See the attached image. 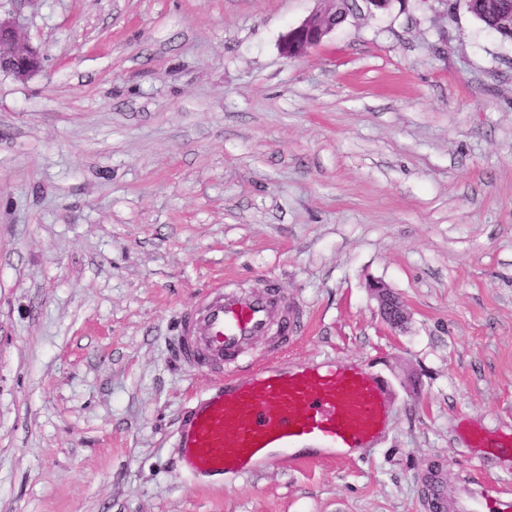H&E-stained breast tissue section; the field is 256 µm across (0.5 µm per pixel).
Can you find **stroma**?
<instances>
[{
	"mask_svg": "<svg viewBox=\"0 0 512 512\" xmlns=\"http://www.w3.org/2000/svg\"><path fill=\"white\" fill-rule=\"evenodd\" d=\"M316 7L0 0L44 55L0 73V512H427L483 460L512 489V43L398 0L286 58ZM219 279L303 309L291 361L389 381L373 447L184 476L214 377L173 338ZM371 288L380 300L383 320L392 327H399V324H396V321L399 319L405 321L406 319V313L399 299L391 294L387 287L381 282H376L371 286ZM393 317H396V321H393Z\"/></svg>",
	"mask_w": 512,
	"mask_h": 512,
	"instance_id": "obj_1",
	"label": "stroma"
}]
</instances>
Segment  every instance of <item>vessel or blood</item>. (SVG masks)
I'll return each mask as SVG.
<instances>
[{
  "instance_id": "vessel-or-blood-1",
  "label": "vessel or blood",
  "mask_w": 512,
  "mask_h": 512,
  "mask_svg": "<svg viewBox=\"0 0 512 512\" xmlns=\"http://www.w3.org/2000/svg\"><path fill=\"white\" fill-rule=\"evenodd\" d=\"M302 326L300 309L279 288L257 293L216 281L180 320L179 360L220 382L189 416L179 437L189 479L245 477L282 460H316L319 449L372 445L388 418L387 381L354 365H294L288 351ZM266 338L260 357L246 349ZM429 512H512V497L480 468L463 472L447 494L443 472L428 480Z\"/></svg>"
}]
</instances>
